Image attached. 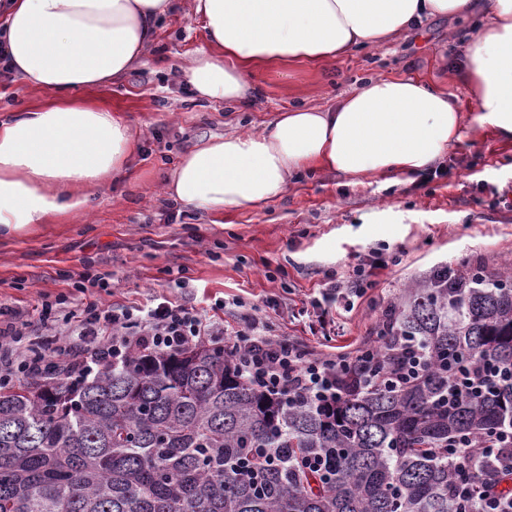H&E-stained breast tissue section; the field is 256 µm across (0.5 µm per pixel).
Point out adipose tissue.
<instances>
[{
  "instance_id": "1",
  "label": "adipose tissue",
  "mask_w": 512,
  "mask_h": 512,
  "mask_svg": "<svg viewBox=\"0 0 512 512\" xmlns=\"http://www.w3.org/2000/svg\"><path fill=\"white\" fill-rule=\"evenodd\" d=\"M169 0H12L4 38L13 70L54 103L0 119V239L84 214L90 190L122 174L130 126L73 99L123 75L155 38ZM487 20L463 48L460 75L477 100L465 119L444 87L371 77L326 108L297 106L258 134L212 139L186 154L162 187L224 216L282 195L290 175L333 170L404 183L459 141L465 122L512 144V0H193L209 48L186 69L200 99L242 104L271 65L323 63L377 48L426 18Z\"/></svg>"
}]
</instances>
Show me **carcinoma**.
Here are the masks:
<instances>
[{
	"instance_id": "obj_1",
	"label": "carcinoma",
	"mask_w": 512,
	"mask_h": 512,
	"mask_svg": "<svg viewBox=\"0 0 512 512\" xmlns=\"http://www.w3.org/2000/svg\"><path fill=\"white\" fill-rule=\"evenodd\" d=\"M380 337L426 365L332 407L271 397L222 346L131 355L88 378L0 390V512H469L443 449L512 430V281L475 269L410 288ZM494 364L490 392L448 373Z\"/></svg>"
}]
</instances>
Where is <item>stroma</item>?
Instances as JSON below:
<instances>
[{"label": "stroma", "mask_w": 512, "mask_h": 512, "mask_svg": "<svg viewBox=\"0 0 512 512\" xmlns=\"http://www.w3.org/2000/svg\"><path fill=\"white\" fill-rule=\"evenodd\" d=\"M190 4L178 0L160 23L156 46L124 77L89 92L131 126L137 144L129 167L93 192L89 218L0 239L1 303L37 319L45 296L72 293L61 272L93 261L112 275L103 304L171 300L208 308L221 300L228 329L246 313L266 322L271 334L332 351L375 342L388 307L438 266L476 265L487 274L512 269V208L498 202L512 187V147L470 125L440 160L448 172L442 179L418 174L409 184L390 185L381 177L354 183L328 170L299 174L281 197L219 224L158 192L187 151L214 137L260 131L294 105L329 106L372 76L447 83L462 112L475 111L469 88L445 74L462 59V36L481 27L484 15L429 18L374 51L259 72L254 105L230 108L195 99L186 81L187 62L208 47ZM49 98L0 69L1 118ZM375 253L388 262L376 288L335 321L321 320L313 302L327 275H352Z\"/></svg>", "instance_id": "stroma-1"}]
</instances>
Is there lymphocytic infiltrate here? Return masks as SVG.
<instances>
[{
  "label": "lymphocytic infiltrate",
  "mask_w": 512,
  "mask_h": 512,
  "mask_svg": "<svg viewBox=\"0 0 512 512\" xmlns=\"http://www.w3.org/2000/svg\"><path fill=\"white\" fill-rule=\"evenodd\" d=\"M73 286L79 301L64 294L45 300L34 336L19 310L0 304V389L51 373L92 375L132 353H173L216 336L237 352L241 374L258 388L272 396L298 395L318 405L332 403L346 384L369 386L385 373L394 385H402L404 372L419 367L401 341L384 352L366 344L352 354L315 353L290 339L271 337L255 318L228 332L207 310L175 301L145 308L106 307L95 291L109 288L110 276L91 262ZM62 318L67 328L58 327ZM448 462L457 475V495L471 504L472 512H512V432L449 444Z\"/></svg>",
  "instance_id": "f902f5d3"
}]
</instances>
